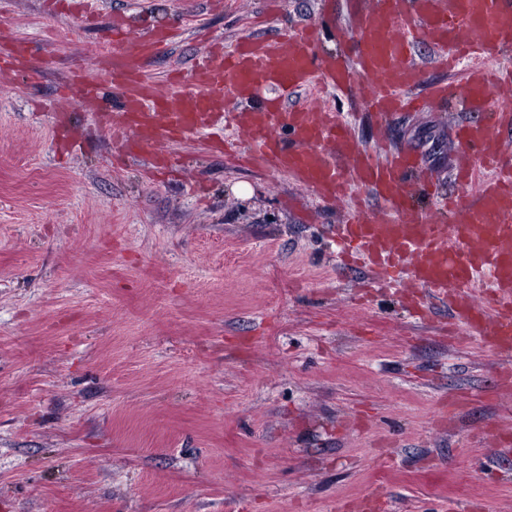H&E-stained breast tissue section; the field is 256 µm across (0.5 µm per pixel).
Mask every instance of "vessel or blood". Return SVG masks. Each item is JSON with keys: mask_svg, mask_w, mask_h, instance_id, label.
I'll list each match as a JSON object with an SVG mask.
<instances>
[{"mask_svg": "<svg viewBox=\"0 0 512 512\" xmlns=\"http://www.w3.org/2000/svg\"><path fill=\"white\" fill-rule=\"evenodd\" d=\"M334 30L326 16L272 39L241 38L232 50L212 52L179 90L163 92L143 79L137 53L172 41L179 27L134 34L119 25L114 34L135 46V54L120 64L104 57L99 79L79 81L73 93L95 99L107 83L119 94L123 121L114 129L115 152H147L170 134L244 137L254 167L288 174L321 201L376 197L378 215L357 213L336 227L368 272L398 269L401 279L448 304L488 348L511 352L512 165L503 164L502 155L512 104L498 94L512 89V71L493 73L479 59L512 45V0H368L356 14V51L348 60L318 50L321 37ZM419 44L432 48L443 69L468 67L461 84L429 85L430 105L459 102L492 115L457 130L460 154L451 179L459 192L443 203L461 214L453 224L434 223L425 210L411 207L412 196L431 187L416 175L412 152L376 158L338 113L288 103L291 93L307 86L351 93L367 80L368 108L383 116L408 111L409 90L427 85L425 66L413 58ZM230 98L240 108L228 121Z\"/></svg>", "mask_w": 512, "mask_h": 512, "instance_id": "1", "label": "vessel or blood"}]
</instances>
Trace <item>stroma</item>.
<instances>
[{
  "label": "stroma",
  "instance_id": "stroma-1",
  "mask_svg": "<svg viewBox=\"0 0 512 512\" xmlns=\"http://www.w3.org/2000/svg\"><path fill=\"white\" fill-rule=\"evenodd\" d=\"M0 0V46L29 71L0 87V512H391L471 498L512 512V355L447 305L417 319L396 288L341 261L340 204L192 137L164 169L114 156L95 72L112 23H177L139 59L148 81L214 43L317 21L320 0ZM366 149L413 148L440 185L456 106L381 119L327 91Z\"/></svg>",
  "mask_w": 512,
  "mask_h": 512
}]
</instances>
